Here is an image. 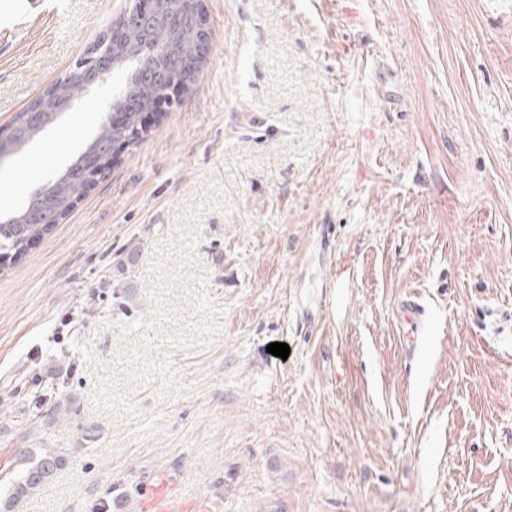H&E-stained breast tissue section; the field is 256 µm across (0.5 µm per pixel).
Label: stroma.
Masks as SVG:
<instances>
[{
  "label": "stroma",
  "instance_id": "obj_1",
  "mask_svg": "<svg viewBox=\"0 0 512 512\" xmlns=\"http://www.w3.org/2000/svg\"><path fill=\"white\" fill-rule=\"evenodd\" d=\"M10 2L0 132L135 0ZM204 8L191 81L0 274V512H135L159 478L218 512H512V0ZM127 75L0 162V223ZM29 448L67 462L13 506Z\"/></svg>",
  "mask_w": 512,
  "mask_h": 512
}]
</instances>
